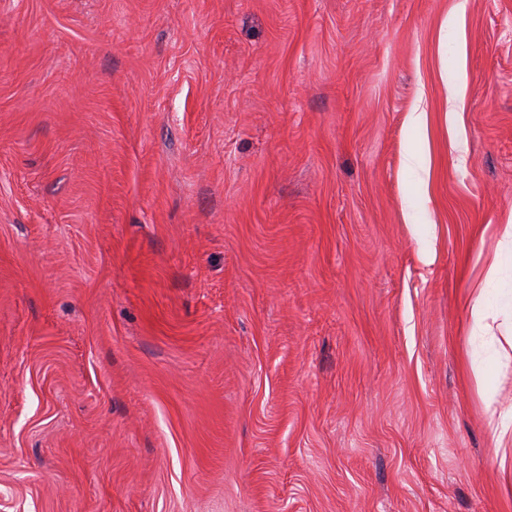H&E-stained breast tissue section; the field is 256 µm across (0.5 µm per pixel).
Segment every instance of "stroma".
I'll return each mask as SVG.
<instances>
[{"label":"stroma","mask_w":512,"mask_h":512,"mask_svg":"<svg viewBox=\"0 0 512 512\" xmlns=\"http://www.w3.org/2000/svg\"><path fill=\"white\" fill-rule=\"evenodd\" d=\"M510 222L512 0H0V512H512ZM470 316L474 323L491 332L493 330V325L488 320L492 319V323H495L500 316L511 319V304L510 306L494 310L489 296L486 293L481 292L476 296L471 305ZM487 422L500 444L507 440L508 435L512 440V406L503 411H499L498 408L489 410Z\"/></svg>","instance_id":"obj_1"}]
</instances>
